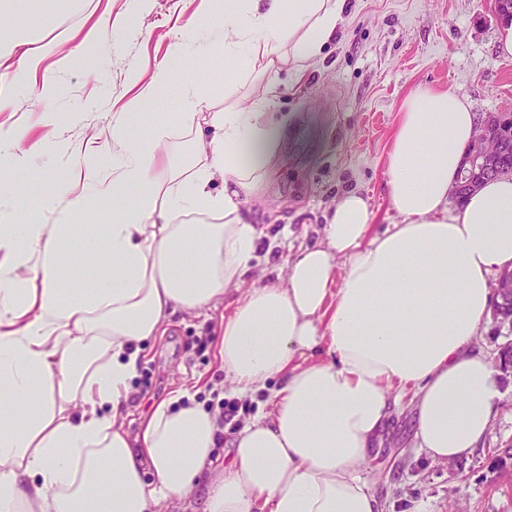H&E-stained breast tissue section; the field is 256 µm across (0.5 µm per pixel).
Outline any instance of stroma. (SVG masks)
I'll use <instances>...</instances> for the list:
<instances>
[{
  "mask_svg": "<svg viewBox=\"0 0 512 512\" xmlns=\"http://www.w3.org/2000/svg\"><path fill=\"white\" fill-rule=\"evenodd\" d=\"M126 0H88L81 18L58 17L42 27L44 42L56 44L58 57L77 49L83 22H95L105 11L120 16ZM203 0H155L145 15L129 18L88 65L60 72L56 97L42 99L30 90L16 99L15 109L0 112V125L24 124L30 143L51 139L54 154L38 156L25 193L30 215L41 212L42 192L69 186L79 171L86 146L99 148L103 162L97 174L112 175V116L140 90V81L167 58L175 28L194 29L207 38L200 22ZM502 26L493 0H346L335 40L323 56L302 71L283 67L275 78L259 74L245 57L189 53L176 79L208 75L204 89L208 111L224 109V72L237 66L241 79L233 98H258L267 83L278 86L276 106L293 120L285 138L283 162L247 205L252 223L277 243L270 268H283L290 251L319 241L325 217L345 192L362 194L371 211L372 234L383 233L398 217L388 189V155L404 101L419 91H448L465 99L475 114L512 112V54L501 51ZM48 109L57 124L47 129L37 113ZM181 109L167 90L132 116V131L143 127L183 126ZM234 308L233 298L200 316H172L165 336L149 343L132 385L124 425L136 433L154 399L150 383L163 393L178 385L195 392L194 401L217 409L236 406L225 416L226 431L217 451L226 454L236 429L254 416V401H237L224 381L217 332ZM503 394L499 413L481 449L468 459L430 463L412 446L414 417L410 403L392 415L363 472L384 512H401L406 501L424 512H512V468L499 460L512 452V373L499 371Z\"/></svg>",
  "mask_w": 512,
  "mask_h": 512,
  "instance_id": "obj_1",
  "label": "stroma"
}]
</instances>
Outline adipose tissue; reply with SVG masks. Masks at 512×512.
<instances>
[{"label":"adipose tissue","mask_w":512,"mask_h":512,"mask_svg":"<svg viewBox=\"0 0 512 512\" xmlns=\"http://www.w3.org/2000/svg\"><path fill=\"white\" fill-rule=\"evenodd\" d=\"M81 10L82 0H0V15L48 24ZM343 10L344 0H238L209 50L248 51L263 73L300 70L335 39ZM53 50L33 29L0 25V112L35 79L55 91ZM183 60L175 45L140 100L172 91L195 133L188 165H173L169 130L133 140L119 112L111 179H95L99 154L86 151L89 183L44 195L54 223L0 192V512H157L200 489L204 512H380L362 469L404 391L414 446L436 463L472 455L497 415V374L475 343L491 280L512 269V177L450 205L475 115L453 93L415 94L388 155L399 223L371 234L366 199L346 193L324 244L272 277L242 205L276 170L288 115L269 92L202 111V79L174 80ZM74 236L96 268L88 289L65 285ZM231 290L224 375L242 399L281 380L267 411L237 429L227 462L214 454L218 411L186 390L130 436L119 420L146 344L175 312Z\"/></svg>","instance_id":"adipose-tissue-1"}]
</instances>
